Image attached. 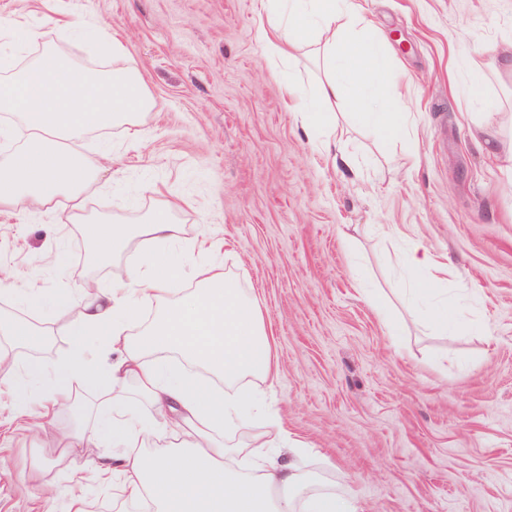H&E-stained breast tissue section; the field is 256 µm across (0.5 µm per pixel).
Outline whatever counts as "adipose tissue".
Listing matches in <instances>:
<instances>
[{"label": "adipose tissue", "mask_w": 512, "mask_h": 512, "mask_svg": "<svg viewBox=\"0 0 512 512\" xmlns=\"http://www.w3.org/2000/svg\"><path fill=\"white\" fill-rule=\"evenodd\" d=\"M360 12L359 0L258 3L257 25L270 58L310 47L325 61L327 72L311 95L289 79L283 90L326 148L337 141L330 108L343 102L384 138L406 133L399 105L371 97L388 75L382 45L349 41L336 26ZM53 25L63 35L93 30L109 63L89 67L55 42L43 43L23 66L0 62V112L14 118L0 128V138L26 135L0 160V208L53 211L67 200L69 220L81 225L99 258L122 256L134 245L139 261L128 278L82 297L20 296L19 307L31 317L0 313V334L24 337L33 347L54 319L71 316L72 349L58 361L21 365L0 350V380L15 395L19 429L40 431L58 407L76 406V425L64 441L69 448H98V457L80 466L88 481L111 485L113 499L151 512H363L356 497L308 477L296 462L302 448L280 419H263L262 393L244 387V380L263 381L276 371L264 314L223 266L198 256L186 270L174 259L172 248L183 241L174 219L179 201L164 202L135 224L84 215L83 195L100 172L111 170L112 158L79 154L74 141L97 128L135 123L153 100L126 46L106 27L84 18ZM404 258L408 293L419 302L415 316L444 326L456 320L461 307L443 292V265L415 238L407 240ZM147 299L156 302L148 317ZM48 303L51 317L34 318ZM41 379L49 389L36 412L26 383ZM90 380L100 388L88 401L82 389Z\"/></svg>", "instance_id": "1"}]
</instances>
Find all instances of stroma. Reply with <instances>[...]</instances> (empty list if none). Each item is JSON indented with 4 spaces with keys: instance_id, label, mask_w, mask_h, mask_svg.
<instances>
[{
    "instance_id": "1",
    "label": "stroma",
    "mask_w": 512,
    "mask_h": 512,
    "mask_svg": "<svg viewBox=\"0 0 512 512\" xmlns=\"http://www.w3.org/2000/svg\"><path fill=\"white\" fill-rule=\"evenodd\" d=\"M362 37L382 42L391 79L375 98L403 103L409 136L381 145L347 126L325 151L287 109L274 70L309 91L310 56L281 65L262 49L256 0H0V21L54 39L44 16L78 12L122 37L155 106L135 125L85 134L111 153L90 211L135 223L177 199L187 241L256 299L279 365L263 382L271 410L336 492L364 512H512V174L489 156L478 124L503 119L512 77L469 93L493 71L489 46L512 41V0H362ZM153 182L157 195L139 196ZM421 239L448 266L449 292L474 308L451 331L411 322L398 296L404 241ZM137 259L92 264L80 225L60 212L0 211V271L21 292L80 294L110 285ZM406 322L393 335L375 312ZM0 384V512H45L18 462L54 491L77 476L58 443L73 425L59 408L45 431L17 428Z\"/></svg>"
}]
</instances>
